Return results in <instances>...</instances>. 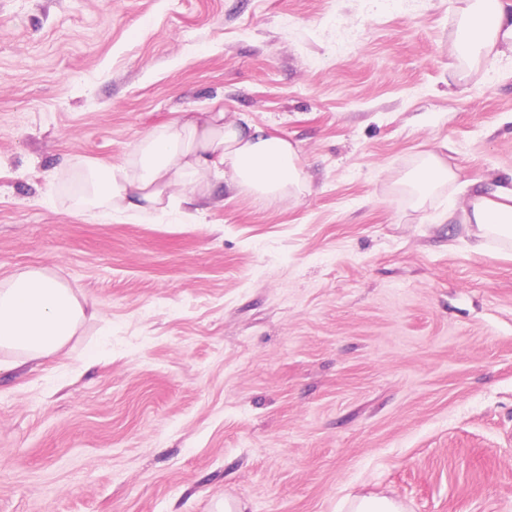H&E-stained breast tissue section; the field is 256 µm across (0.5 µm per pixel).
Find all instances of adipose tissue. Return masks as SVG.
<instances>
[{
	"label": "adipose tissue",
	"mask_w": 512,
	"mask_h": 512,
	"mask_svg": "<svg viewBox=\"0 0 512 512\" xmlns=\"http://www.w3.org/2000/svg\"><path fill=\"white\" fill-rule=\"evenodd\" d=\"M453 45L470 62L512 52V5L505 0H462ZM83 169L84 202L104 222L117 214H149L171 206L174 187L195 203L219 186L262 200L297 197L308 189L293 143L241 114L223 108L183 112L149 133L120 162L96 164L69 158ZM457 178L436 152H428L403 183L425 201ZM463 221L479 233L512 239V182L470 184ZM93 302L43 270L18 272L0 286V372L17 360L35 361L58 353L82 323L96 317Z\"/></svg>",
	"instance_id": "ef3b65f1"
}]
</instances>
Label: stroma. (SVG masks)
<instances>
[{"instance_id":"1","label":"stroma","mask_w":512,"mask_h":512,"mask_svg":"<svg viewBox=\"0 0 512 512\" xmlns=\"http://www.w3.org/2000/svg\"><path fill=\"white\" fill-rule=\"evenodd\" d=\"M460 5L0 0V284L100 311L0 373V512H512V242L443 218L512 178V53L457 58ZM214 100L297 144L303 196L103 223L71 195L63 157ZM438 148L460 182L415 207ZM346 512H405L398 500L378 494H360L344 499Z\"/></svg>"}]
</instances>
